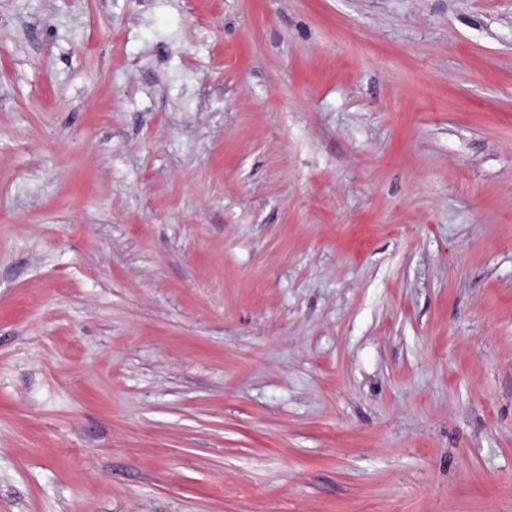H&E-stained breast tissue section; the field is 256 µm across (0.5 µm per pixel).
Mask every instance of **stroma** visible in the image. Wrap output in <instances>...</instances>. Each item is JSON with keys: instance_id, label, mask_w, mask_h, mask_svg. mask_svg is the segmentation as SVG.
<instances>
[{"instance_id": "obj_1", "label": "stroma", "mask_w": 512, "mask_h": 512, "mask_svg": "<svg viewBox=\"0 0 512 512\" xmlns=\"http://www.w3.org/2000/svg\"><path fill=\"white\" fill-rule=\"evenodd\" d=\"M0 512H512V0H0Z\"/></svg>"}]
</instances>
